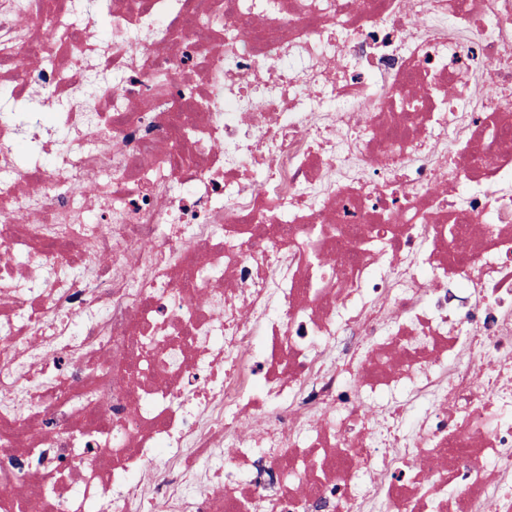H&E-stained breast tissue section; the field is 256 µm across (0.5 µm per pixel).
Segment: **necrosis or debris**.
Wrapping results in <instances>:
<instances>
[{
  "label": "necrosis or debris",
  "instance_id": "necrosis-or-debris-1",
  "mask_svg": "<svg viewBox=\"0 0 512 512\" xmlns=\"http://www.w3.org/2000/svg\"><path fill=\"white\" fill-rule=\"evenodd\" d=\"M100 2L0 0V512H512V0Z\"/></svg>",
  "mask_w": 512,
  "mask_h": 512
}]
</instances>
